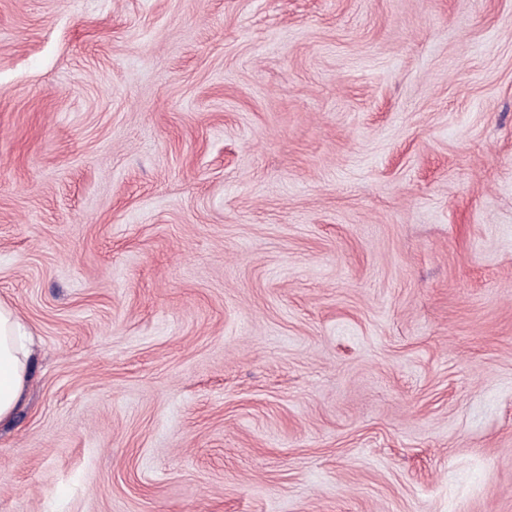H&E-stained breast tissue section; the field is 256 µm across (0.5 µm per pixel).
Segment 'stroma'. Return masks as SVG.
<instances>
[{"label":"stroma","mask_w":512,"mask_h":512,"mask_svg":"<svg viewBox=\"0 0 512 512\" xmlns=\"http://www.w3.org/2000/svg\"><path fill=\"white\" fill-rule=\"evenodd\" d=\"M0 512H512V0H0ZM30 334L16 310L0 301V422L8 421L25 398Z\"/></svg>","instance_id":"35a3bbf8"}]
</instances>
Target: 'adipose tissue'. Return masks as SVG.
Returning a JSON list of instances; mask_svg holds the SVG:
<instances>
[{
    "label": "adipose tissue",
    "instance_id": "1",
    "mask_svg": "<svg viewBox=\"0 0 512 512\" xmlns=\"http://www.w3.org/2000/svg\"><path fill=\"white\" fill-rule=\"evenodd\" d=\"M30 337L16 310L0 301V422L9 420L25 398Z\"/></svg>",
    "mask_w": 512,
    "mask_h": 512
}]
</instances>
